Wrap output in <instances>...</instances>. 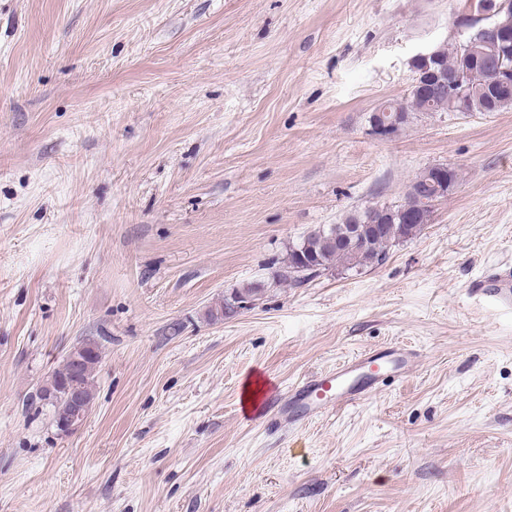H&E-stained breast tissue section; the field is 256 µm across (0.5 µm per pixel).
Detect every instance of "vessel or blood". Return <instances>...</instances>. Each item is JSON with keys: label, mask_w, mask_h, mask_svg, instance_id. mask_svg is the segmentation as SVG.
Listing matches in <instances>:
<instances>
[{"label": "vessel or blood", "mask_w": 512, "mask_h": 512, "mask_svg": "<svg viewBox=\"0 0 512 512\" xmlns=\"http://www.w3.org/2000/svg\"><path fill=\"white\" fill-rule=\"evenodd\" d=\"M478 290L503 306H512V266L493 272ZM414 354L401 347L365 351L328 372L300 381L288 393L269 387L261 412L276 427L313 421L328 408L355 404L386 379L399 377L414 363Z\"/></svg>", "instance_id": "obj_1"}]
</instances>
